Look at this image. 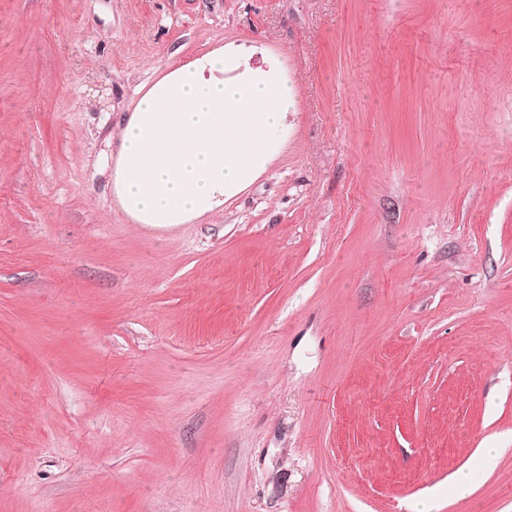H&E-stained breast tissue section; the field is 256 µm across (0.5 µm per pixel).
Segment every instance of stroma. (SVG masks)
<instances>
[{
	"label": "stroma",
	"mask_w": 512,
	"mask_h": 512,
	"mask_svg": "<svg viewBox=\"0 0 512 512\" xmlns=\"http://www.w3.org/2000/svg\"><path fill=\"white\" fill-rule=\"evenodd\" d=\"M227 46L292 91L274 162L131 223L117 122ZM435 490L512 512V0H0V512Z\"/></svg>",
	"instance_id": "obj_1"
}]
</instances>
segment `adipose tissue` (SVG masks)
Masks as SVG:
<instances>
[{
    "instance_id": "1",
    "label": "adipose tissue",
    "mask_w": 512,
    "mask_h": 512,
    "mask_svg": "<svg viewBox=\"0 0 512 512\" xmlns=\"http://www.w3.org/2000/svg\"><path fill=\"white\" fill-rule=\"evenodd\" d=\"M238 66L234 54L213 52L139 89L118 123L111 175L120 209L136 223L171 227L212 215L268 165L288 89L270 72L225 82Z\"/></svg>"
}]
</instances>
